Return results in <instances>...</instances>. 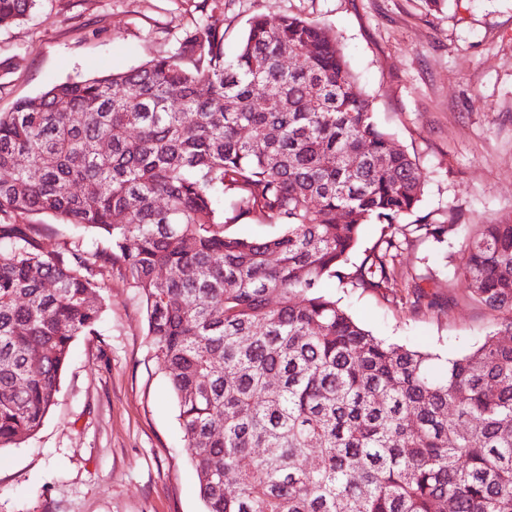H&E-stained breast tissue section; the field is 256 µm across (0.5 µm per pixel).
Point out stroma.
I'll return each mask as SVG.
<instances>
[{
	"label": "stroma",
	"instance_id": "stroma-1",
	"mask_svg": "<svg viewBox=\"0 0 512 512\" xmlns=\"http://www.w3.org/2000/svg\"><path fill=\"white\" fill-rule=\"evenodd\" d=\"M204 0H35L0 26V113L51 87L171 55ZM276 13L330 29L377 125L425 177L404 221L395 273L379 289L328 280L327 292L373 335L441 357L494 329L462 275L465 233L512 219V0H224V52L251 18ZM463 231L416 233L449 210ZM425 295L407 303L412 282ZM94 335L78 336L56 403L35 436L0 450V512H203L167 376L136 288L118 271L100 291Z\"/></svg>",
	"mask_w": 512,
	"mask_h": 512
}]
</instances>
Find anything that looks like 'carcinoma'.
I'll list each match as a JSON object with an SVG mask.
<instances>
[{"instance_id": "1", "label": "carcinoma", "mask_w": 512, "mask_h": 512, "mask_svg": "<svg viewBox=\"0 0 512 512\" xmlns=\"http://www.w3.org/2000/svg\"><path fill=\"white\" fill-rule=\"evenodd\" d=\"M33 2L0 0V25ZM424 185L336 35L295 16L253 17L228 59L208 15L171 56L0 113V449L43 425L115 268L140 292L206 512H512V222L464 248L497 328L443 365L322 291L388 281ZM38 214L87 237L46 252ZM252 215L280 232H224ZM373 222L389 232L351 272ZM416 229L440 239L456 216Z\"/></svg>"}]
</instances>
